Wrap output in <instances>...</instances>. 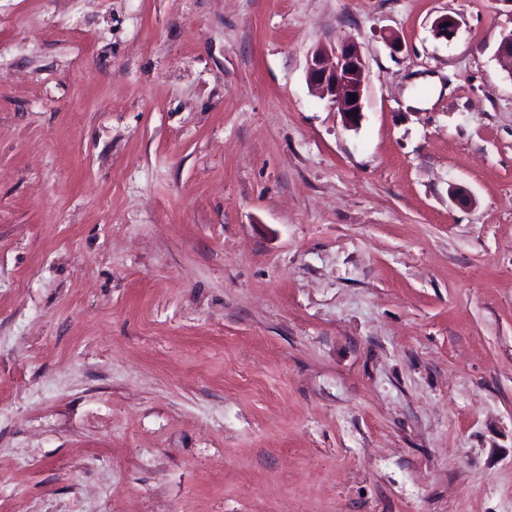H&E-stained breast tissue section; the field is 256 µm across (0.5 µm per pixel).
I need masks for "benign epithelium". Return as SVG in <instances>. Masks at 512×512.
Segmentation results:
<instances>
[{"instance_id":"7a95c632","label":"benign epithelium","mask_w":512,"mask_h":512,"mask_svg":"<svg viewBox=\"0 0 512 512\" xmlns=\"http://www.w3.org/2000/svg\"><path fill=\"white\" fill-rule=\"evenodd\" d=\"M456 21L441 17L434 22L436 38L446 41L456 34ZM335 64L328 68L324 63L325 51H314L308 64V82L323 99H328L334 110L341 114L345 125L355 128L361 122L367 88V64L359 46L350 42L332 50ZM357 95L356 101L350 95Z\"/></svg>"}]
</instances>
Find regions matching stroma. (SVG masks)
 <instances>
[{"mask_svg":"<svg viewBox=\"0 0 512 512\" xmlns=\"http://www.w3.org/2000/svg\"><path fill=\"white\" fill-rule=\"evenodd\" d=\"M510 32L0 0V512H512ZM336 61L331 68L324 63L325 50H316L308 64V82L322 99L328 98L341 114L345 125L355 128L361 122L367 88V64L355 42L332 50ZM349 94H357L351 102Z\"/></svg>","mask_w":512,"mask_h":512,"instance_id":"1","label":"stroma"}]
</instances>
